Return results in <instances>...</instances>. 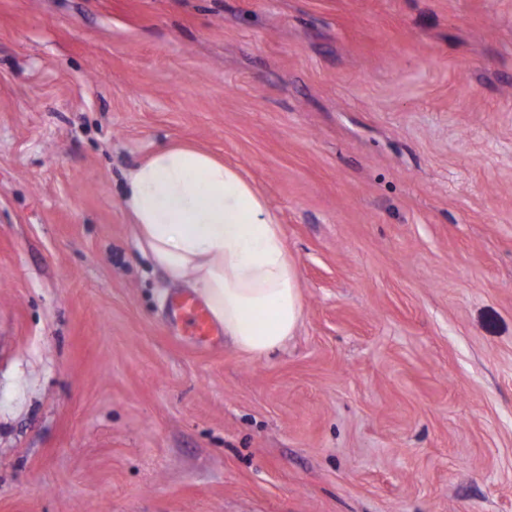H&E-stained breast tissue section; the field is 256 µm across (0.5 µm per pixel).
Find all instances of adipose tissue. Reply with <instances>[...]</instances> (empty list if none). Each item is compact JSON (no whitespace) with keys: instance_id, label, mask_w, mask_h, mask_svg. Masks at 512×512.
<instances>
[{"instance_id":"adipose-tissue-1","label":"adipose tissue","mask_w":512,"mask_h":512,"mask_svg":"<svg viewBox=\"0 0 512 512\" xmlns=\"http://www.w3.org/2000/svg\"><path fill=\"white\" fill-rule=\"evenodd\" d=\"M124 200L153 262L188 285L236 349L284 346L302 314L297 271L262 195L208 152L171 145L127 176Z\"/></svg>"}]
</instances>
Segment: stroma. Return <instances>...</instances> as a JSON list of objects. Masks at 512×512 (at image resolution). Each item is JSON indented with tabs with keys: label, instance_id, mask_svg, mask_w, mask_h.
Here are the masks:
<instances>
[{
	"label": "stroma",
	"instance_id": "35a3bbf8",
	"mask_svg": "<svg viewBox=\"0 0 512 512\" xmlns=\"http://www.w3.org/2000/svg\"><path fill=\"white\" fill-rule=\"evenodd\" d=\"M175 143L281 226L269 355L169 316ZM0 512H512V0H0Z\"/></svg>",
	"mask_w": 512,
	"mask_h": 512
}]
</instances>
